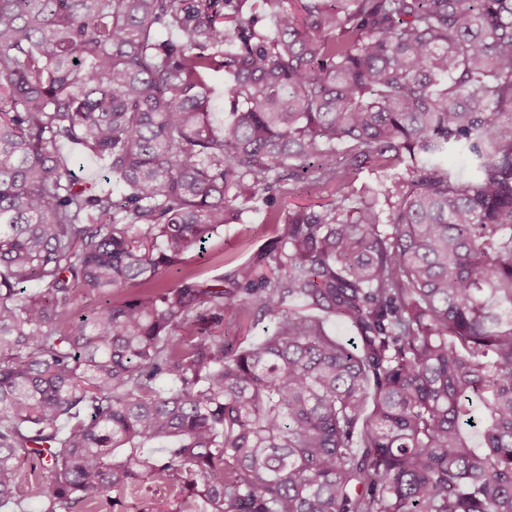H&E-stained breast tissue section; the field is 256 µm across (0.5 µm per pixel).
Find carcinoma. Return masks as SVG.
Masks as SVG:
<instances>
[{
	"mask_svg": "<svg viewBox=\"0 0 512 512\" xmlns=\"http://www.w3.org/2000/svg\"><path fill=\"white\" fill-rule=\"evenodd\" d=\"M285 2L0 0V508L34 459L43 512H512V0ZM239 199L274 244L212 285ZM213 84L214 92L210 102L211 119L214 125H223L230 119L229 112L224 110V98L229 82L223 78L221 73H216ZM62 150L74 155L75 164L73 171L77 178L90 183L100 179L103 167V163L100 160L82 155L70 145H63ZM396 172H403V167L387 172L370 171L365 168L359 174L354 184H352V188L356 194H370L378 189L382 182L389 183L391 180L390 176ZM291 193L282 198L279 207L282 209L295 206H312L320 202V197L325 193L314 190L306 179H298L289 182ZM144 502H150L154 507L164 512H177L178 499L166 486H146L138 490L135 496L129 498L123 512H139Z\"/></svg>",
	"mask_w": 512,
	"mask_h": 512,
	"instance_id": "carcinoma-1",
	"label": "carcinoma"
}]
</instances>
